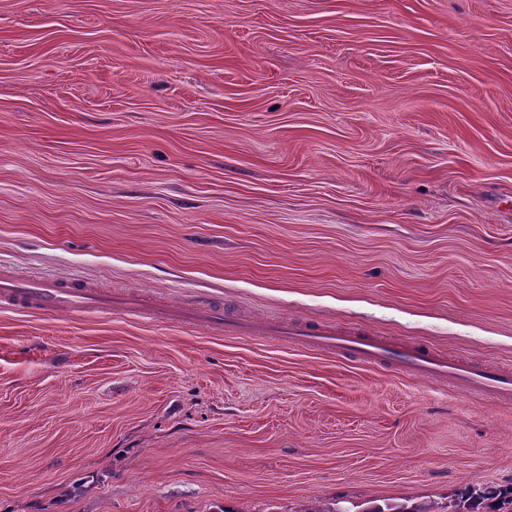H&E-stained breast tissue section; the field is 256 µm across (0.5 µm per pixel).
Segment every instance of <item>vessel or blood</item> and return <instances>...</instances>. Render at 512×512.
<instances>
[{
    "instance_id": "1",
    "label": "vessel or blood",
    "mask_w": 512,
    "mask_h": 512,
    "mask_svg": "<svg viewBox=\"0 0 512 512\" xmlns=\"http://www.w3.org/2000/svg\"><path fill=\"white\" fill-rule=\"evenodd\" d=\"M0 305L36 312H70L85 314L121 310L149 320H177L198 318L227 333H243L247 324L225 317L217 309H199L186 304L170 310L139 301L116 302L112 291L91 288L83 284H63L41 276H22L12 272L0 273ZM278 334L288 343L308 348L345 354L356 361L388 365L409 376L448 378L471 391L489 398L508 402L512 400V368L472 366L459 359L393 339L333 329L327 326H308L299 323H281Z\"/></svg>"
}]
</instances>
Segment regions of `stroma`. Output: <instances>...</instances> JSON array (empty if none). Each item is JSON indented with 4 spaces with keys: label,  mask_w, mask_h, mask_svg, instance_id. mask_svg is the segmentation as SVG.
<instances>
[{
    "label": "stroma",
    "mask_w": 512,
    "mask_h": 512,
    "mask_svg": "<svg viewBox=\"0 0 512 512\" xmlns=\"http://www.w3.org/2000/svg\"><path fill=\"white\" fill-rule=\"evenodd\" d=\"M512 367V0H0V269ZM512 484V403L205 324L0 307V512Z\"/></svg>",
    "instance_id": "stroma-1"
}]
</instances>
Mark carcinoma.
<instances>
[{
	"mask_svg": "<svg viewBox=\"0 0 512 512\" xmlns=\"http://www.w3.org/2000/svg\"><path fill=\"white\" fill-rule=\"evenodd\" d=\"M363 512H512V486L466 484L444 504L432 501L372 504Z\"/></svg>",
	"mask_w": 512,
	"mask_h": 512,
	"instance_id": "cac0c4a2",
	"label": "carcinoma"
}]
</instances>
